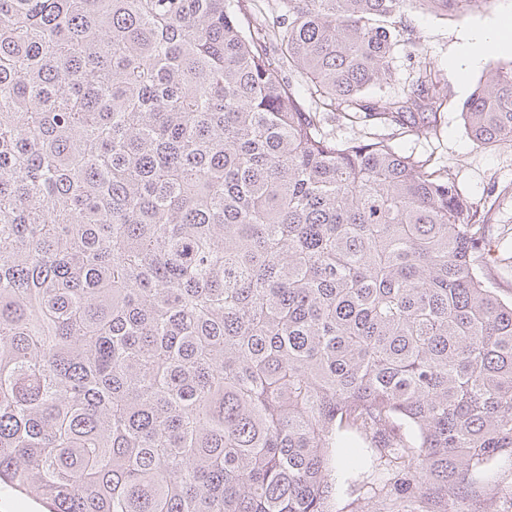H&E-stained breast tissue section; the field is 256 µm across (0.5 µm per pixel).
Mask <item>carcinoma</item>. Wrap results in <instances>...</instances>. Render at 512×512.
<instances>
[{"instance_id":"carcinoma-1","label":"carcinoma","mask_w":512,"mask_h":512,"mask_svg":"<svg viewBox=\"0 0 512 512\" xmlns=\"http://www.w3.org/2000/svg\"><path fill=\"white\" fill-rule=\"evenodd\" d=\"M488 0H0V488L48 512H328L351 430L380 497L479 508L512 457V262L452 175L340 144L301 104L375 98L412 8ZM280 43V57L267 44ZM296 76L285 81L282 72ZM512 142V62L462 105ZM242 1V12L246 14V17L250 22V29L256 31L257 29H266L272 26L273 22L276 21V16L280 14V8L278 7L279 1L269 0H240ZM473 482L478 489L488 491L496 487L508 489L512 487V461L509 458H501L490 464L485 470L473 477Z\"/></svg>"}]
</instances>
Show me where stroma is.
Returning a JSON list of instances; mask_svg holds the SVG:
<instances>
[{"label": "stroma", "instance_id": "1", "mask_svg": "<svg viewBox=\"0 0 512 512\" xmlns=\"http://www.w3.org/2000/svg\"><path fill=\"white\" fill-rule=\"evenodd\" d=\"M512 19V0H491L489 6L470 11L464 18L439 16L422 9L406 12L403 21L410 31L393 60L394 76L375 89V97L397 96L410 91L423 62L432 63L446 102L437 114V130L422 125L392 131L372 118L347 120L338 112L320 113L322 128L337 142L357 143L386 139L398 152L431 167L447 168L459 191L483 204L490 223L499 225L504 246L512 250V143L485 147L468 135L461 106L480 80L488 63L460 69L454 64L459 47L473 33ZM331 512H379L373 491L387 479L389 467L377 460L353 435L332 452Z\"/></svg>", "mask_w": 512, "mask_h": 512}]
</instances>
